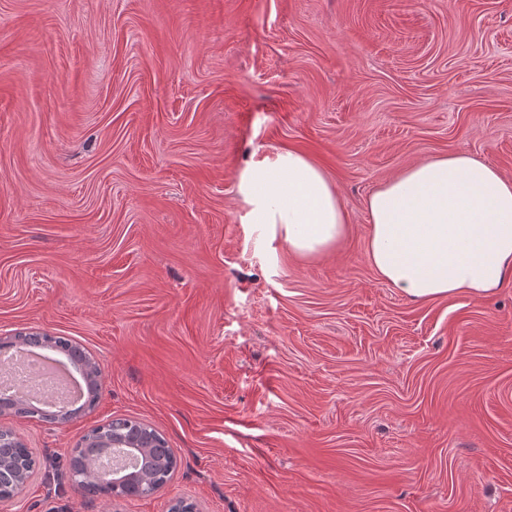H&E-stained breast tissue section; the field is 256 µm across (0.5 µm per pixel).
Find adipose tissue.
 Instances as JSON below:
<instances>
[{
    "label": "adipose tissue",
    "mask_w": 512,
    "mask_h": 512,
    "mask_svg": "<svg viewBox=\"0 0 512 512\" xmlns=\"http://www.w3.org/2000/svg\"><path fill=\"white\" fill-rule=\"evenodd\" d=\"M239 188L267 244L314 257L346 233L333 182L300 152L254 163ZM367 210L368 260L411 300L482 299L512 282V179L487 163L464 154L417 162L378 185Z\"/></svg>",
    "instance_id": "obj_1"
}]
</instances>
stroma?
I'll return each instance as SVG.
<instances>
[{
  "instance_id": "stroma-1",
  "label": "stroma",
  "mask_w": 512,
  "mask_h": 512,
  "mask_svg": "<svg viewBox=\"0 0 512 512\" xmlns=\"http://www.w3.org/2000/svg\"><path fill=\"white\" fill-rule=\"evenodd\" d=\"M295 150L338 248L269 251L239 193ZM462 153L512 178V0H0V343L100 371L0 512H512V284L418 302L366 256L383 180ZM172 448L146 497L85 494L83 435ZM51 337V342H52V345L56 347V349H58L60 352H72L75 350V347L72 346V344L69 343L68 340L62 338V337ZM44 356L47 358V362L48 363H52L50 360H53V359H57L59 361H63L67 364V366L69 367L71 373L77 377V375L79 377H82V382L80 384V389H81V392L83 394H85V391L88 393L89 391V388H90V381L88 380L87 376L93 380V382L97 383L99 381V372H98V369H97V366L95 364V362H93L91 359L88 360L86 363H84V371L85 373L87 374V376L83 373L82 371V368H81V363L79 362V360L77 359V357L74 355V352L68 354V361L65 360V359H59V358H55L53 355L49 354V353H46V352H43ZM78 378V377H77ZM98 386L97 385H93L92 389L89 391L83 405L75 410L73 413H71V415H69L66 419L64 420H54V419H48L46 417H44L39 411L38 415H35V416H39L43 419H46V420H49V421H52V422H65L67 420H69L70 418H72L73 416H76L79 412H81L82 410H86V409H91L96 401H97V398H98Z\"/></svg>"
}]
</instances>
